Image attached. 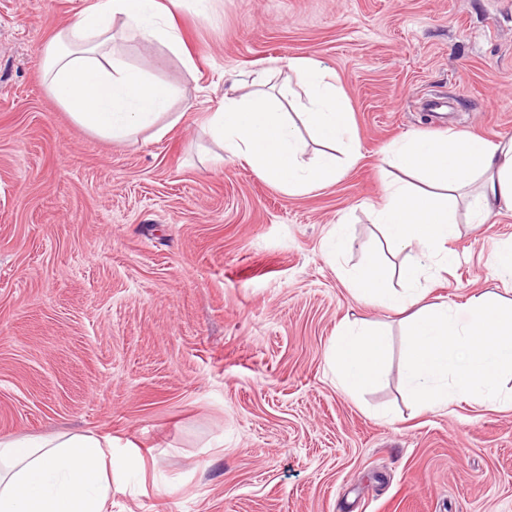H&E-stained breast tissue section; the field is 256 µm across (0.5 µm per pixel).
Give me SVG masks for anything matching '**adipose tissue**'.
Returning <instances> with one entry per match:
<instances>
[{
    "mask_svg": "<svg viewBox=\"0 0 512 512\" xmlns=\"http://www.w3.org/2000/svg\"><path fill=\"white\" fill-rule=\"evenodd\" d=\"M177 3L93 0L43 44L42 77L76 124L122 143L145 133L162 140L183 120L171 109L178 90L150 74L161 59L148 69L131 65L114 31L122 26L191 65L173 20ZM289 67L303 92L297 119H288L265 91L244 92L245 82L236 76L227 78L218 104L197 118L220 148L214 164L233 156L293 196L335 183L340 158L355 159L356 142L335 71L311 57L295 58ZM302 127L322 147L310 160L298 133ZM389 163L407 178L386 185L374 219L389 247L412 257L400 272L407 286L390 288L385 266L368 256L350 273L354 295L410 312L403 381L418 409L443 410L473 397L512 406V391L500 385L503 376H512V303L483 292L429 304L418 285L424 269L457 264L447 243L461 209H469L478 224L512 212V138L493 141L454 130L439 138L413 136L391 148ZM387 355L385 330L364 321L337 334L329 362L342 392L354 395L379 381ZM111 470L108 436L0 437V512H106Z\"/></svg>",
    "mask_w": 512,
    "mask_h": 512,
    "instance_id": "1",
    "label": "adipose tissue"
}]
</instances>
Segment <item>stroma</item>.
<instances>
[{"label":"stroma","instance_id":"obj_1","mask_svg":"<svg viewBox=\"0 0 512 512\" xmlns=\"http://www.w3.org/2000/svg\"><path fill=\"white\" fill-rule=\"evenodd\" d=\"M91 0H0V436L111 435L110 512H512V407L418 411L402 382L401 315L346 275L388 251L371 208L409 135L512 137V0H180L192 66L121 45L202 112L224 77L293 58L335 70L358 161L290 196L184 120L160 141L100 139L39 80L40 46ZM447 101V113L428 100ZM354 250L329 254L336 225ZM512 212L459 215L457 266L428 302L512 300L492 251ZM390 335L372 388L348 397L328 349L347 321Z\"/></svg>","mask_w":512,"mask_h":512}]
</instances>
